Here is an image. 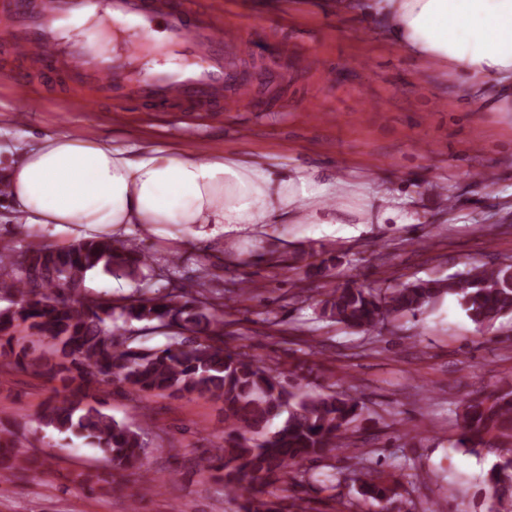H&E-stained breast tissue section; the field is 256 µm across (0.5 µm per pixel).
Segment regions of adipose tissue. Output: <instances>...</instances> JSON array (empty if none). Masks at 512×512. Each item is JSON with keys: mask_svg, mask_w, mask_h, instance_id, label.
Returning a JSON list of instances; mask_svg holds the SVG:
<instances>
[{"mask_svg": "<svg viewBox=\"0 0 512 512\" xmlns=\"http://www.w3.org/2000/svg\"><path fill=\"white\" fill-rule=\"evenodd\" d=\"M356 15L403 54L446 72L483 112H512V0H320ZM8 200L30 224H75L129 233L131 226H189L214 240L272 224H347L327 206L341 181L308 167L276 170L225 152L177 143L123 147L65 132L36 138L0 171Z\"/></svg>", "mask_w": 512, "mask_h": 512, "instance_id": "1", "label": "adipose tissue"}]
</instances>
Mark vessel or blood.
Listing matches in <instances>:
<instances>
[{
	"label": "vessel or blood",
	"instance_id": "vessel-or-blood-1",
	"mask_svg": "<svg viewBox=\"0 0 512 512\" xmlns=\"http://www.w3.org/2000/svg\"><path fill=\"white\" fill-rule=\"evenodd\" d=\"M13 14L8 33L16 56L46 64L71 80L96 86L100 99L124 86L126 102L142 108L208 101L222 92L254 96V83L235 66L247 43L228 38L220 15L202 5L169 7L166 0H0ZM162 30V43L153 33ZM179 51V67L144 71L150 53Z\"/></svg>",
	"mask_w": 512,
	"mask_h": 512
}]
</instances>
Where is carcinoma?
Returning a JSON list of instances; mask_svg holds the SVG:
<instances>
[{
	"label": "carcinoma",
	"mask_w": 512,
	"mask_h": 512,
	"mask_svg": "<svg viewBox=\"0 0 512 512\" xmlns=\"http://www.w3.org/2000/svg\"><path fill=\"white\" fill-rule=\"evenodd\" d=\"M91 272L121 275L139 284L151 276L148 255L135 242L93 237L67 248H0V367H24L69 389L38 415L41 427L75 437L98 449L120 468L143 466L142 433L101 408L84 402L92 385L127 384L142 392L211 398L224 403V447L200 458L222 473L224 489L238 512H300V499L286 494L290 470L333 450L353 446L363 407L343 391L318 393L285 386L277 370L259 363L241 344L224 347V304L212 302L205 282L175 283L164 294L141 288L112 301L81 291ZM455 296L477 326L512 314V264L475 265L446 280L417 279L398 287L369 289L345 283L327 288L320 300L324 318L373 332L388 318L416 315L444 296ZM180 329L158 349L135 345L126 325ZM22 328L51 343L52 352L33 356L14 350ZM457 445L491 448L512 439V389L467 398L461 405ZM13 440H0V482L16 466ZM285 485L276 500L264 488ZM486 484L498 512H512V448H504ZM361 495L371 512H394L393 489L377 471L367 474Z\"/></svg>",
	"instance_id": "obj_1"
}]
</instances>
